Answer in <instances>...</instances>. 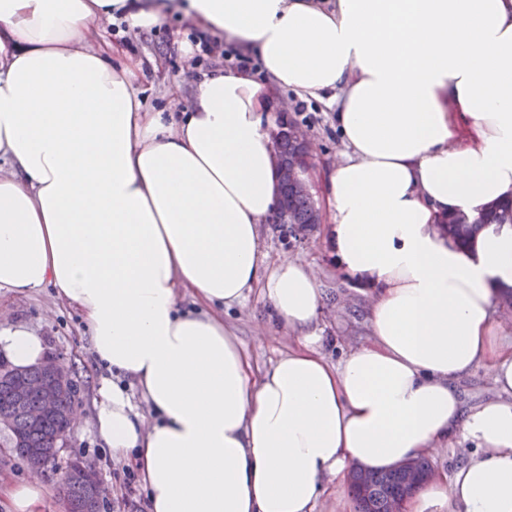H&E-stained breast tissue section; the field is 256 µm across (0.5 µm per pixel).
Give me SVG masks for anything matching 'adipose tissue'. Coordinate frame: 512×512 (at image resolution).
<instances>
[{
    "mask_svg": "<svg viewBox=\"0 0 512 512\" xmlns=\"http://www.w3.org/2000/svg\"><path fill=\"white\" fill-rule=\"evenodd\" d=\"M118 13L189 20L261 67L147 111L139 62L96 45ZM284 90L333 109L346 147L324 208L372 338L335 364L311 270L260 254ZM0 162V289L49 285L81 313L104 371L97 431L150 512H314L349 467L455 440L473 453L407 512H512V348L492 316L512 226L465 247L441 231L512 198V0H0ZM258 284L296 343L256 378L222 314ZM0 352L45 357L23 327L0 329ZM481 365L501 395L465 407L458 382Z\"/></svg>",
    "mask_w": 512,
    "mask_h": 512,
    "instance_id": "ef3b65f1",
    "label": "adipose tissue"
}]
</instances>
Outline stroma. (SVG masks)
I'll list each match as a JSON object with an SVG mask.
<instances>
[{"instance_id":"stroma-1","label":"stroma","mask_w":512,"mask_h":512,"mask_svg":"<svg viewBox=\"0 0 512 512\" xmlns=\"http://www.w3.org/2000/svg\"><path fill=\"white\" fill-rule=\"evenodd\" d=\"M198 33V28L190 22L173 17L142 27L136 33H111L112 42L120 44L142 63L137 86L148 109L165 108L172 112L188 109L192 92L189 74L225 69L220 52L226 44L222 41L217 44V52L203 60L185 56L182 41L193 39ZM283 100L288 104V121L302 125L310 135L316 172L312 193L316 203H323L325 183L321 174L345 152L334 124V113L317 101L298 102L289 92ZM260 242L267 266L288 259L316 272L324 296L319 317L322 329L319 350L329 362H338L345 349L370 340L371 297L337 271L327 224L317 225L306 235L294 238L269 222L260 227ZM268 307L262 287L257 286L248 291L241 304L224 312L225 326L234 334L258 375L295 343L285 327L270 319ZM9 326H23L41 336L47 353L63 360L77 384L73 404L76 420L65 436L59 467L41 471L44 489L38 512H63L61 466L89 459L97 462L98 477L107 490L102 512H131V502L145 501L146 495L139 487L132 500L123 498L125 465L116 461L94 427V400L102 371L83 333L81 315L61 302L54 288L25 293L4 288L0 290V328ZM31 472V466L10 447L6 432L0 430V512H11L4 489L24 484Z\"/></svg>"}]
</instances>
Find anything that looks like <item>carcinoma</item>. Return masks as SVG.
I'll use <instances>...</instances> for the list:
<instances>
[{
  "instance_id": "obj_1",
  "label": "carcinoma",
  "mask_w": 512,
  "mask_h": 512,
  "mask_svg": "<svg viewBox=\"0 0 512 512\" xmlns=\"http://www.w3.org/2000/svg\"><path fill=\"white\" fill-rule=\"evenodd\" d=\"M275 150L285 168L292 165L301 152L300 146L286 132L278 139ZM281 189L280 212L286 232L294 235L311 230L316 224L313 198L296 194L286 180L281 181ZM485 224H512V204L493 205L477 218L457 215L448 219L444 230L453 241L465 245ZM1 368L4 376H0V418L5 422L3 429L8 431L10 447L34 467L55 464L60 444L70 429L67 414L77 391L76 384L71 380L60 392L55 412L36 419L40 399L34 393L23 394L21 385L24 380L31 385L38 383L43 378L42 371L31 366L20 379L10 376L11 364L7 361L0 359ZM97 483L98 476L86 472L83 462L74 461L66 466L61 488L72 500V512H85L86 499ZM349 487L357 512H389L390 500L405 492L402 478L393 470L371 472L358 468L349 476Z\"/></svg>"
}]
</instances>
